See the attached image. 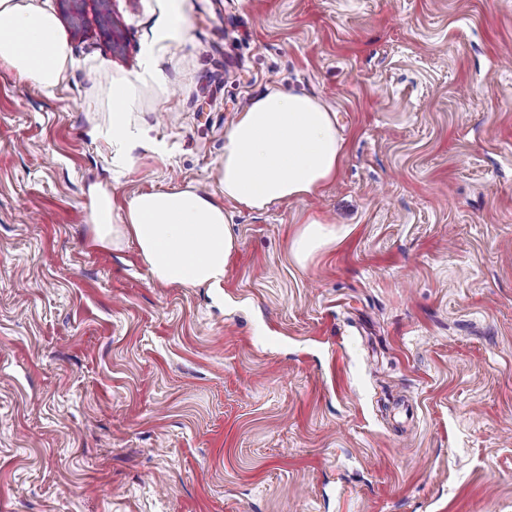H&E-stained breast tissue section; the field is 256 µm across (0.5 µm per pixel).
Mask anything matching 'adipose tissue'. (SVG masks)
Listing matches in <instances>:
<instances>
[{"label":"adipose tissue","instance_id":"ef3b65f1","mask_svg":"<svg viewBox=\"0 0 512 512\" xmlns=\"http://www.w3.org/2000/svg\"><path fill=\"white\" fill-rule=\"evenodd\" d=\"M184 31L177 0H169L155 42L146 48L140 80L156 79V46L178 41ZM67 59V45L53 13L31 0H0V62L13 68L19 80L53 90L66 77ZM112 99V146L128 164L143 137L128 114L130 82L114 83ZM344 144L335 113L317 99L293 90L268 89L236 113L225 130L224 155L216 166L220 196L191 186L149 191L130 198L120 212L110 193H101L93 206L94 241L115 249L128 241L136 243L156 283L220 289L236 246L226 202L264 211L316 194L335 180ZM335 241V225L314 216L293 237L291 251L304 262Z\"/></svg>","mask_w":512,"mask_h":512}]
</instances>
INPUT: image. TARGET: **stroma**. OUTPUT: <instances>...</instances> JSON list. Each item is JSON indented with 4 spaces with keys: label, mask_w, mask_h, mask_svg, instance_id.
Returning <instances> with one entry per match:
<instances>
[{
    "label": "stroma",
    "mask_w": 512,
    "mask_h": 512,
    "mask_svg": "<svg viewBox=\"0 0 512 512\" xmlns=\"http://www.w3.org/2000/svg\"><path fill=\"white\" fill-rule=\"evenodd\" d=\"M37 2L68 73L0 65V512H512V0H181L125 167L111 87L162 0ZM271 87L335 112L340 172L227 203L221 289L94 243L92 189L218 192ZM314 215L340 238L301 266Z\"/></svg>",
    "instance_id": "1"
}]
</instances>
